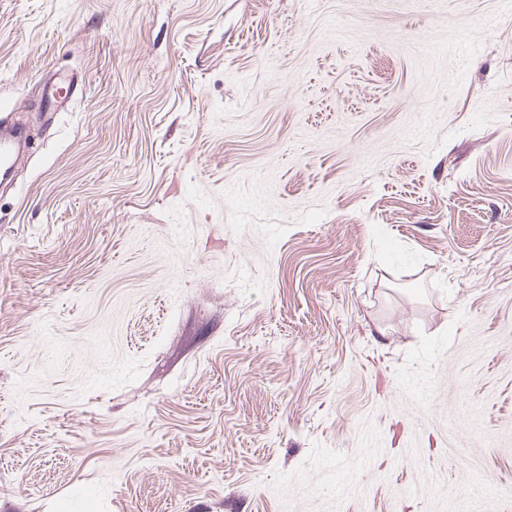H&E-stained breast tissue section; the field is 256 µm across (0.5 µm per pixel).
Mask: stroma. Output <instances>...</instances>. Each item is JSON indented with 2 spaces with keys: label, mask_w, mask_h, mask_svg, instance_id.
Instances as JSON below:
<instances>
[{
  "label": "stroma",
  "mask_w": 512,
  "mask_h": 512,
  "mask_svg": "<svg viewBox=\"0 0 512 512\" xmlns=\"http://www.w3.org/2000/svg\"><path fill=\"white\" fill-rule=\"evenodd\" d=\"M6 115L0 512H512V0H0Z\"/></svg>",
  "instance_id": "obj_1"
}]
</instances>
